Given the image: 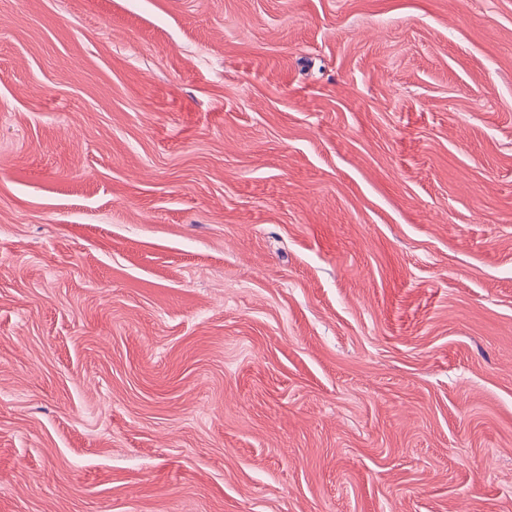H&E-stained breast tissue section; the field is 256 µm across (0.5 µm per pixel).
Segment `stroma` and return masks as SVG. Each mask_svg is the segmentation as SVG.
Masks as SVG:
<instances>
[{
    "mask_svg": "<svg viewBox=\"0 0 512 512\" xmlns=\"http://www.w3.org/2000/svg\"><path fill=\"white\" fill-rule=\"evenodd\" d=\"M0 512H512V0H0Z\"/></svg>",
    "mask_w": 512,
    "mask_h": 512,
    "instance_id": "obj_1",
    "label": "stroma"
}]
</instances>
